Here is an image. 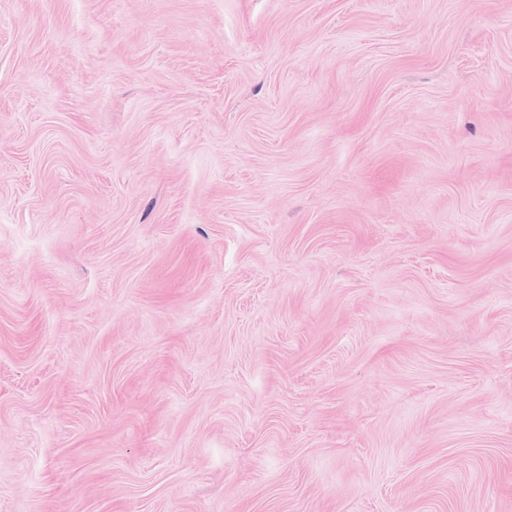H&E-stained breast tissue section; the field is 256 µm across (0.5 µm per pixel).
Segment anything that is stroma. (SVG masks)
Returning <instances> with one entry per match:
<instances>
[{"label": "stroma", "instance_id": "1", "mask_svg": "<svg viewBox=\"0 0 512 512\" xmlns=\"http://www.w3.org/2000/svg\"><path fill=\"white\" fill-rule=\"evenodd\" d=\"M0 512H512V0H0Z\"/></svg>", "mask_w": 512, "mask_h": 512}]
</instances>
